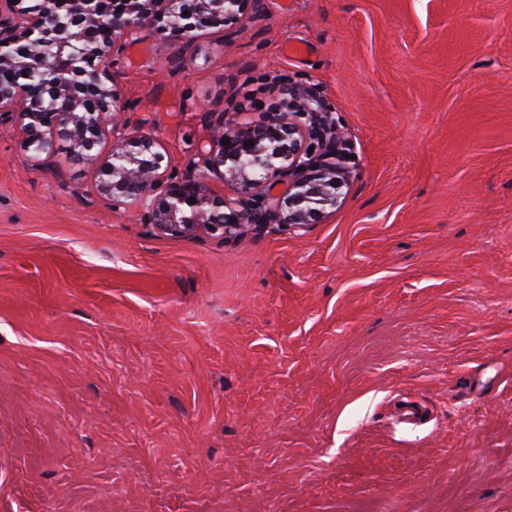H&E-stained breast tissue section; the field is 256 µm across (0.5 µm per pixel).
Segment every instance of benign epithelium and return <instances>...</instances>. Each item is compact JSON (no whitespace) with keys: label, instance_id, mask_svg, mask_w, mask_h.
Listing matches in <instances>:
<instances>
[{"label":"benign epithelium","instance_id":"1","mask_svg":"<svg viewBox=\"0 0 512 512\" xmlns=\"http://www.w3.org/2000/svg\"><path fill=\"white\" fill-rule=\"evenodd\" d=\"M123 3L110 14L106 0H0V72L8 73L0 80V127L17 126L38 154L67 140L74 160H93L105 126H120L124 111L105 65L122 38L151 27L184 53L202 25L234 24L260 0ZM106 17L109 34L101 42ZM282 94L279 105L244 129L235 128L234 113H223L210 149L181 173L164 164L156 138L125 135L98 165V191L112 208L133 210L140 223L171 238H190L201 228L233 238L247 224L305 230L336 208L348 182L342 134L316 89L285 80ZM216 180L230 192L214 190Z\"/></svg>","mask_w":512,"mask_h":512}]
</instances>
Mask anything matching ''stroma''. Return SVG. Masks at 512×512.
Listing matches in <instances>:
<instances>
[{
	"instance_id": "1",
	"label": "stroma",
	"mask_w": 512,
	"mask_h": 512,
	"mask_svg": "<svg viewBox=\"0 0 512 512\" xmlns=\"http://www.w3.org/2000/svg\"><path fill=\"white\" fill-rule=\"evenodd\" d=\"M108 69L177 172L314 87L352 177L301 234L175 239L0 131V512H512V0H261Z\"/></svg>"
}]
</instances>
